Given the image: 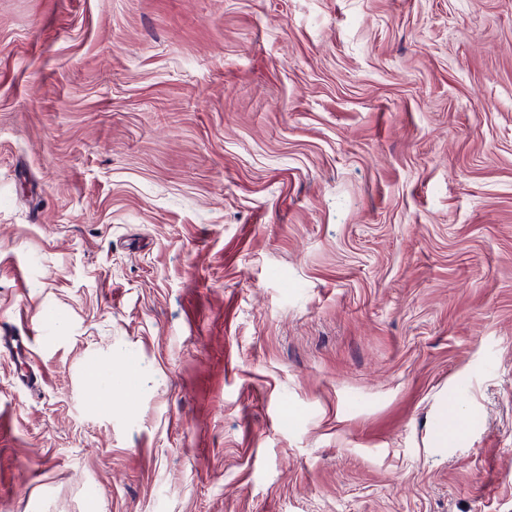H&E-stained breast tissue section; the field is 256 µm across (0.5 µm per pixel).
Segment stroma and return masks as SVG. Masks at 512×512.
<instances>
[{
    "label": "stroma",
    "instance_id": "35a3bbf8",
    "mask_svg": "<svg viewBox=\"0 0 512 512\" xmlns=\"http://www.w3.org/2000/svg\"><path fill=\"white\" fill-rule=\"evenodd\" d=\"M0 512H512V0H0ZM103 371L100 368H92L88 373L89 382L93 388V402L100 408L112 406V374L109 382L102 385Z\"/></svg>",
    "mask_w": 512,
    "mask_h": 512
}]
</instances>
